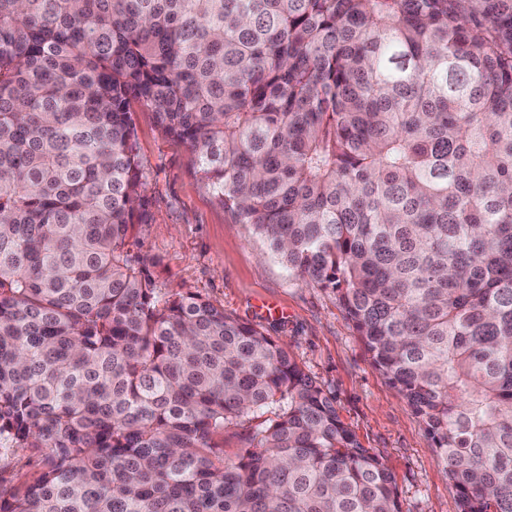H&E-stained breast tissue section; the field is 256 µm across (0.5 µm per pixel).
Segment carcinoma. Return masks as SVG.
<instances>
[{
	"label": "carcinoma",
	"mask_w": 512,
	"mask_h": 512,
	"mask_svg": "<svg viewBox=\"0 0 512 512\" xmlns=\"http://www.w3.org/2000/svg\"><path fill=\"white\" fill-rule=\"evenodd\" d=\"M134 101L512 512V0H0V449L48 450L0 512H402L284 341L155 286Z\"/></svg>",
	"instance_id": "obj_1"
}]
</instances>
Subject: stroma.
Wrapping results in <instances>:
<instances>
[{
    "instance_id": "35a3bbf8",
    "label": "stroma",
    "mask_w": 512,
    "mask_h": 512,
    "mask_svg": "<svg viewBox=\"0 0 512 512\" xmlns=\"http://www.w3.org/2000/svg\"><path fill=\"white\" fill-rule=\"evenodd\" d=\"M137 152L151 199L142 254L163 291L192 292L288 344L303 370L336 398L341 420L394 474L402 512H457V493L406 400L374 366L335 295L296 281L250 227L234 223L194 173L186 146L135 109ZM41 448L0 453V482H33Z\"/></svg>"
}]
</instances>
